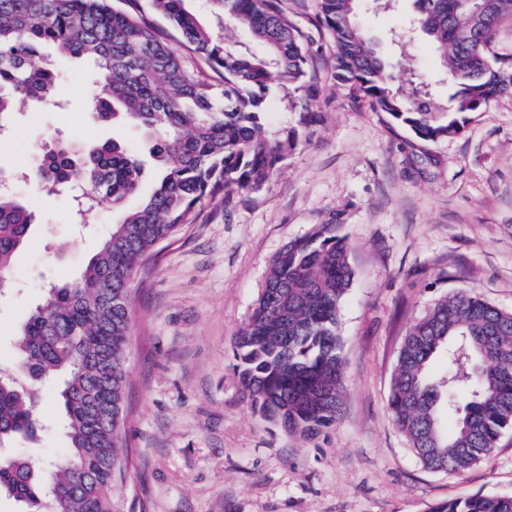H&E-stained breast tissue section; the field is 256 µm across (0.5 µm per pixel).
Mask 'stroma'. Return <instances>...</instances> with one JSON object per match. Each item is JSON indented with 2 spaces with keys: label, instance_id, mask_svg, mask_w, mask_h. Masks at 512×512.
I'll return each mask as SVG.
<instances>
[{
  "label": "stroma",
  "instance_id": "obj_1",
  "mask_svg": "<svg viewBox=\"0 0 512 512\" xmlns=\"http://www.w3.org/2000/svg\"><path fill=\"white\" fill-rule=\"evenodd\" d=\"M187 6L229 45L263 53L247 31L220 24L211 0ZM288 10L312 41L321 120L268 184L227 202L201 201L196 223L135 270L113 512H429L457 497L512 496V429L464 473H432L388 408L403 338L436 301L469 289L512 312V97L491 101L459 135L420 140L336 84L329 35L314 25L316 0H288ZM411 15L410 0H400L390 12L361 7L358 21L385 53ZM392 63L448 98L427 41ZM59 73L64 105L22 108L0 134L4 174L67 141L117 138L141 148L134 129L100 124L89 112L90 64L63 60ZM13 189L36 221L13 259L17 286L0 297V371L10 373L22 325L52 285L79 279L122 214L103 206L83 229L70 222V195L22 182ZM328 223L346 239L353 270L338 316L344 397L336 425L304 441L252 410L233 369V341L272 257ZM58 386L41 385L36 439H16L0 458L53 467L68 445Z\"/></svg>",
  "mask_w": 512,
  "mask_h": 512
}]
</instances>
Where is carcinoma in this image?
<instances>
[{
    "label": "carcinoma",
    "instance_id": "obj_1",
    "mask_svg": "<svg viewBox=\"0 0 512 512\" xmlns=\"http://www.w3.org/2000/svg\"><path fill=\"white\" fill-rule=\"evenodd\" d=\"M126 2L116 9L112 0H0V131L16 101L56 96L59 73L41 59L50 43L94 64L91 111L139 130L161 172L152 193L102 238L83 277L52 286L36 307L17 344L19 373H0V444L35 434L39 384L63 377V456L49 471L24 458L0 464V491L46 512H112L133 271L179 226L194 223L201 200H228L271 180L316 122L314 60L287 0H214L220 16L265 47L263 55L230 48L186 0H147L176 37L147 20L140 0ZM354 2L317 0L318 23L333 42L334 78L419 139L456 135L469 116L512 95V55L494 51L499 27L512 22V0H412L410 29L397 43L421 32L437 46L456 88L446 104L418 88H395L398 75L364 35ZM196 57L222 81L207 78ZM271 81L297 114L294 126L275 134L264 123ZM144 173L136 150L114 139L90 149L65 143L18 178L48 194L81 186L72 219L87 224L103 203L119 207L136 196ZM33 221L18 197L0 190V294L13 288L11 260ZM352 279L344 238L336 225L320 224L271 259L234 338L235 371L252 407L288 434L313 438L340 419L338 311ZM437 358L448 366L446 390L430 375ZM389 408L430 472L462 473L489 456L512 426V312L473 291L438 300L404 337ZM429 512H512V497H460Z\"/></svg>",
    "mask_w": 512,
    "mask_h": 512
}]
</instances>
